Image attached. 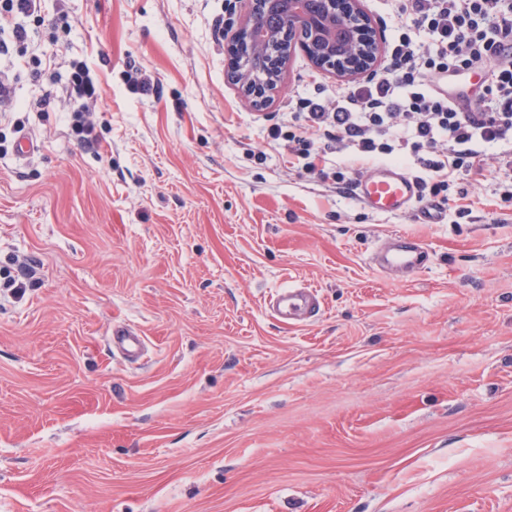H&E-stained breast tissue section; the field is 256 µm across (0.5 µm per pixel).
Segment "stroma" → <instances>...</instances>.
I'll list each match as a JSON object with an SVG mask.
<instances>
[{
  "mask_svg": "<svg viewBox=\"0 0 512 512\" xmlns=\"http://www.w3.org/2000/svg\"><path fill=\"white\" fill-rule=\"evenodd\" d=\"M226 20L225 0H41L0 55L18 104L54 100L0 116V270L32 273L0 292V512H512V172L455 175L440 224L337 194L334 161L307 172L269 131L352 81L297 51L255 109ZM73 61L104 88L92 147ZM395 234L426 252L399 280L373 263ZM299 282L322 309L288 326L266 301ZM66 95L71 102L70 128L83 146H93L97 139L93 136L94 124L90 119L91 106L102 98L103 88L89 68L82 62L71 64V74ZM112 335L113 352H117L130 360H137L142 357L145 344L136 331L127 327H118Z\"/></svg>",
  "mask_w": 512,
  "mask_h": 512,
  "instance_id": "35a3bbf8",
  "label": "stroma"
}]
</instances>
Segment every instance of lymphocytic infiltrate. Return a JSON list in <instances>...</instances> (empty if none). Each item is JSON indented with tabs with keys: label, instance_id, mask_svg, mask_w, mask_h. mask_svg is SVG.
<instances>
[{
	"label": "lymphocytic infiltrate",
	"instance_id": "obj_1",
	"mask_svg": "<svg viewBox=\"0 0 512 512\" xmlns=\"http://www.w3.org/2000/svg\"><path fill=\"white\" fill-rule=\"evenodd\" d=\"M398 19L392 61L369 81L334 103L306 98L287 113L272 139L288 138V152L316 171L328 156L337 164L379 159L412 161L423 197L448 191L456 173L483 171L488 150L512 143V59L501 57L512 44V0H390ZM426 30L429 42L412 37ZM482 68L485 97L476 105L449 100L435 77ZM66 95L70 128L84 146L95 143L91 108L103 88L89 68L71 65Z\"/></svg>",
	"mask_w": 512,
	"mask_h": 512
}]
</instances>
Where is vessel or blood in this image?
Here are the masks:
<instances>
[{
	"instance_id": "vessel-or-blood-1",
	"label": "vessel or blood",
	"mask_w": 512,
	"mask_h": 512,
	"mask_svg": "<svg viewBox=\"0 0 512 512\" xmlns=\"http://www.w3.org/2000/svg\"><path fill=\"white\" fill-rule=\"evenodd\" d=\"M357 199L365 207L381 213H411L419 223L438 224L444 217L441 206L420 199L415 180L402 168L377 164L362 173L355 188ZM376 265L384 270H413L421 264L417 241L404 235L388 239L375 257ZM321 309L316 289L291 285L276 289L268 301L272 317L287 325L302 324L316 317ZM112 349L123 357H142L145 344L142 337L127 327L116 328Z\"/></svg>"
}]
</instances>
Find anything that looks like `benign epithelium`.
Listing matches in <instances>:
<instances>
[{
    "label": "benign epithelium",
    "mask_w": 512,
    "mask_h": 512,
    "mask_svg": "<svg viewBox=\"0 0 512 512\" xmlns=\"http://www.w3.org/2000/svg\"><path fill=\"white\" fill-rule=\"evenodd\" d=\"M229 6L230 80L258 109L279 92L297 48L343 79L373 72L382 52L360 0H232Z\"/></svg>",
    "instance_id": "7a95c632"
}]
</instances>
